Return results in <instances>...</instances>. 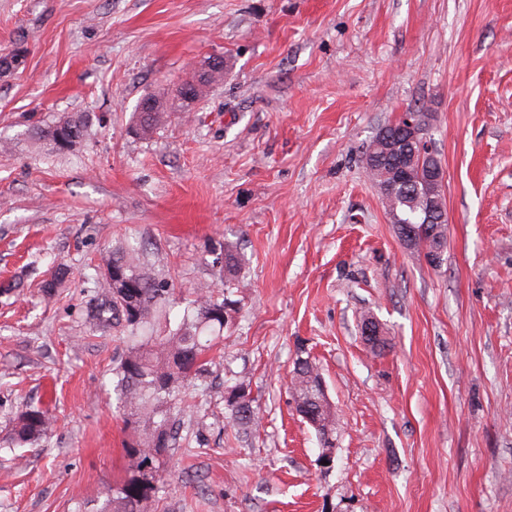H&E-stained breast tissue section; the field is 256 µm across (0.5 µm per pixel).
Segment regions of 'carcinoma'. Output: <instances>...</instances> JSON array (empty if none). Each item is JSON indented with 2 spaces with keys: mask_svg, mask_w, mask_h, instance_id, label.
Instances as JSON below:
<instances>
[{
  "mask_svg": "<svg viewBox=\"0 0 512 512\" xmlns=\"http://www.w3.org/2000/svg\"><path fill=\"white\" fill-rule=\"evenodd\" d=\"M165 119V113L138 115L134 132L150 136ZM64 126L75 130L78 140L87 132V118L83 113H68L59 117ZM400 122L380 129L368 147L365 162L368 176L385 199L392 223L412 224L419 232L418 241L407 243L416 254L429 256L434 237L432 232L448 231L446 210L431 214L432 222L423 223L430 207L429 192L419 177V161L407 159L408 167L403 183L393 179L396 158L379 147L380 141L394 138ZM57 123L37 126L30 132L35 142L56 144ZM143 253L134 247L117 245L101 258V265L115 269L121 283L131 294L102 279V287L109 298L108 311L97 315L101 326L112 324L126 335L127 349L112 368L115 389L125 409L124 423L132 430V439L125 448L128 475L112 487L96 512H144L154 501L163 473L165 457L179 447L181 435L176 417L189 412L182 388L189 378L204 371L206 354L223 337L224 328L237 312L236 301L230 299L238 281L242 258L231 243H224V297L215 298V291L201 287L189 300L182 318L173 323L168 319L171 292L163 282L153 277L142 262ZM321 374L310 357H297L291 379L292 394L297 395ZM225 409L239 426H248L257 419L248 385L235 382L224 392ZM328 434L317 433L320 445L334 444L335 414L332 408L322 413ZM54 417L39 408L27 406L14 419L13 435L17 446L33 444L47 436L53 428Z\"/></svg>",
  "mask_w": 512,
  "mask_h": 512,
  "instance_id": "1",
  "label": "carcinoma"
}]
</instances>
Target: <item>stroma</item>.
Masks as SVG:
<instances>
[{
  "label": "stroma",
  "instance_id": "obj_1",
  "mask_svg": "<svg viewBox=\"0 0 512 512\" xmlns=\"http://www.w3.org/2000/svg\"><path fill=\"white\" fill-rule=\"evenodd\" d=\"M17 46L24 67L0 78V512H95L125 475V345L92 314L101 256L129 237L174 320L218 283L225 242L243 258L238 311L187 383L192 441L148 512H512V0H0V52ZM212 54L223 79L135 136L140 101H170ZM71 112L79 145L31 149ZM407 112L444 172L435 266L365 170ZM301 353L336 415L328 469L290 393ZM230 379L258 413L243 442ZM26 405L56 423L13 454ZM60 121L63 122L64 126L74 129L76 137L78 138V140L74 142L73 146L68 149L70 151V149L82 142L87 132L88 122L86 115L83 113H67L66 115L59 117L50 125L34 127L30 132V139L35 142L48 141L54 146V148H56V151L64 152V150H61L56 145V134L58 131L57 123Z\"/></svg>",
  "mask_w": 512,
  "mask_h": 512
}]
</instances>
